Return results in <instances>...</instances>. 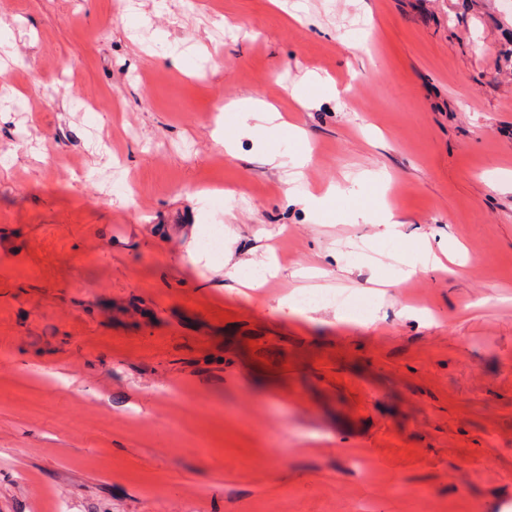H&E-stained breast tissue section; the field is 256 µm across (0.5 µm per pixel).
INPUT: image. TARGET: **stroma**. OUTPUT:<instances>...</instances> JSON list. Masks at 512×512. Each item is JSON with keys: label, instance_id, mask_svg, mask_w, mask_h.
I'll return each mask as SVG.
<instances>
[{"label": "stroma", "instance_id": "obj_1", "mask_svg": "<svg viewBox=\"0 0 512 512\" xmlns=\"http://www.w3.org/2000/svg\"><path fill=\"white\" fill-rule=\"evenodd\" d=\"M0 20V512H512V0H0ZM315 73L339 94L301 108ZM249 97L306 141L227 155L224 106ZM305 148L315 192L371 178L287 203L269 153ZM195 224L285 274L217 287ZM423 235L455 269L401 279L390 256ZM307 266L380 322L277 312ZM296 189L297 192L295 191ZM291 191L298 202L305 205L310 210H315L323 201V199L336 194V191L345 193L348 191V189L332 185L322 194V196H318L317 194L313 193L306 185L300 184L298 187L292 189Z\"/></svg>", "mask_w": 512, "mask_h": 512}]
</instances>
